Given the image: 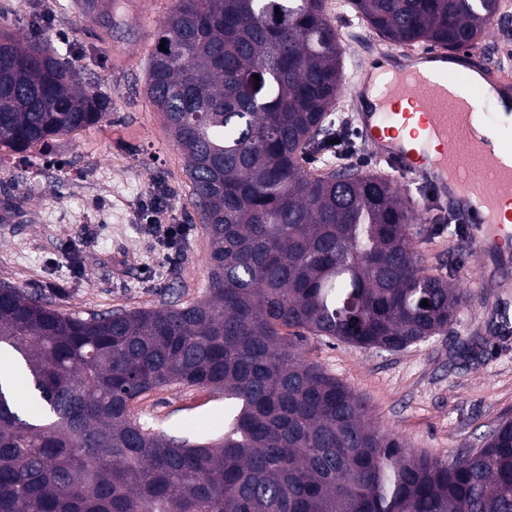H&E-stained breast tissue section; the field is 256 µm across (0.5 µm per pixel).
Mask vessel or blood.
<instances>
[{"instance_id":"1","label":"vessel or blood","mask_w":512,"mask_h":512,"mask_svg":"<svg viewBox=\"0 0 512 512\" xmlns=\"http://www.w3.org/2000/svg\"><path fill=\"white\" fill-rule=\"evenodd\" d=\"M405 68L379 78L373 111L359 115L361 132L372 153L397 170L415 175L422 184L472 228L476 253L512 251V225L501 223L498 210L512 193V141L501 153L486 151L471 129L489 124L491 101L470 80L468 69H440L425 75L421 63L446 59L443 50L399 51ZM410 102L421 114L427 141L405 148L396 124L404 114L398 101Z\"/></svg>"}]
</instances>
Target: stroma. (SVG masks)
Instances as JSON below:
<instances>
[{"label": "stroma", "instance_id": "stroma-1", "mask_svg": "<svg viewBox=\"0 0 512 512\" xmlns=\"http://www.w3.org/2000/svg\"><path fill=\"white\" fill-rule=\"evenodd\" d=\"M177 0H105L85 16L77 0H0V27L42 29L69 52L85 84L111 101L107 119L17 152L0 147V287L18 288L83 316L200 300L208 286V238L194 207L187 160L176 149L147 93L154 34ZM340 34L344 82L335 122L346 123L349 160L391 180L412 207L411 240L432 273L465 294L448 333L398 352L365 350L308 337L309 361L348 385L369 422L398 434L409 450L445 461L512 416V256L476 254L468 226L442 222L449 209L413 176L376 158L352 100L357 74L381 59L387 43L351 9L327 0ZM489 66L512 77V10L494 17L478 44ZM166 188L174 223L184 230L163 246L141 218L154 187ZM77 250H70L69 242ZM138 412L154 428L192 441L224 433V396L168 385L145 396Z\"/></svg>", "mask_w": 512, "mask_h": 512}]
</instances>
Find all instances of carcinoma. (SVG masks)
Returning <instances> with one entry per match:
<instances>
[{
	"mask_svg": "<svg viewBox=\"0 0 512 512\" xmlns=\"http://www.w3.org/2000/svg\"><path fill=\"white\" fill-rule=\"evenodd\" d=\"M349 3L391 45L450 52L478 45L500 9ZM155 39L148 92L187 159L209 288L86 318L0 289V352L39 407L23 416L0 380V512H512L511 417L451 462L413 455L304 358L309 335L401 351L448 332L464 302L422 264L389 179L344 158L304 165L336 137L326 0H178ZM109 110L39 34L0 30V147ZM170 384L224 392V435L190 445L150 430L135 403Z\"/></svg>",
	"mask_w": 512,
	"mask_h": 512,
	"instance_id": "carcinoma-1",
	"label": "carcinoma"
}]
</instances>
